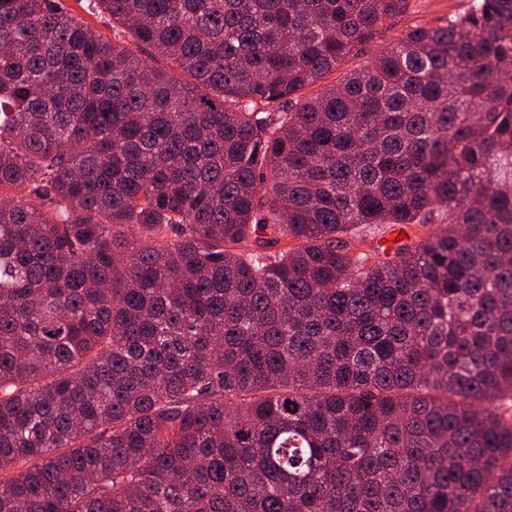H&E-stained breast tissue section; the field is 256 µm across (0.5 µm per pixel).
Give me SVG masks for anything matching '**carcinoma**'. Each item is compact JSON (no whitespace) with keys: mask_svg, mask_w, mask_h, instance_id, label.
<instances>
[{"mask_svg":"<svg viewBox=\"0 0 512 512\" xmlns=\"http://www.w3.org/2000/svg\"><path fill=\"white\" fill-rule=\"evenodd\" d=\"M90 4L0 0V512H512V0ZM65 7L69 9L74 15L81 18L86 23L90 24L92 27L102 31L108 36H112V33L108 30L105 24V19L100 18L97 14L90 13L86 9V1L82 0L77 2L76 0H64ZM410 8L406 14L397 16L386 22L381 38L354 51L330 77L340 79L346 72L368 62L380 53L387 44L401 32L415 23L426 27H436L448 21V17L460 14L469 9L471 0H410ZM391 225L383 224L380 230L370 235L359 248L370 251L373 254L379 253L380 258H390L393 256V249L398 245L411 243L420 237L430 234L437 227V224H430L427 227H423L420 224H410L404 228ZM401 231L405 232L406 238L398 240ZM392 236H395V241L390 242ZM385 240H389V243H385Z\"/></svg>","mask_w":512,"mask_h":512,"instance_id":"cac0c4a2","label":"carcinoma"}]
</instances>
